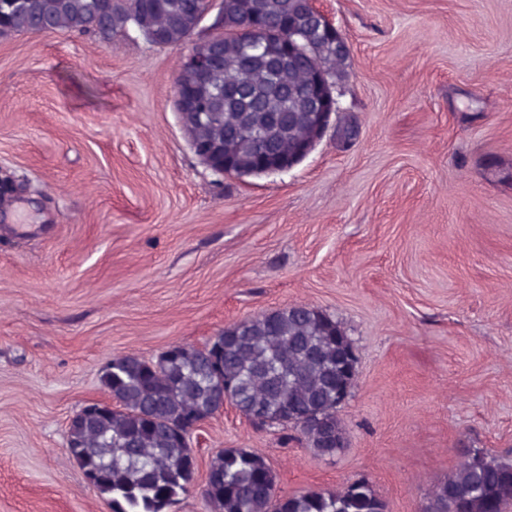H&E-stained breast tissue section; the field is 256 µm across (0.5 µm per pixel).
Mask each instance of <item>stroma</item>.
Instances as JSON below:
<instances>
[{
    "label": "stroma",
    "instance_id": "obj_1",
    "mask_svg": "<svg viewBox=\"0 0 512 512\" xmlns=\"http://www.w3.org/2000/svg\"><path fill=\"white\" fill-rule=\"evenodd\" d=\"M350 48L338 120L292 169L221 176L173 105L191 47L0 37V512H111L66 451L113 356L199 347L293 304L356 342L345 447L227 408L288 495L367 478L421 512L461 452L512 456V0H320Z\"/></svg>",
    "mask_w": 512,
    "mask_h": 512
}]
</instances>
